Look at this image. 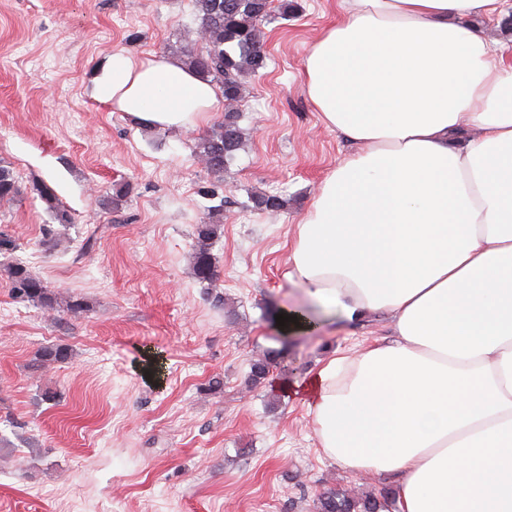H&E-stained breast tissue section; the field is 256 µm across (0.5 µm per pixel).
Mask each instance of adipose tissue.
Wrapping results in <instances>:
<instances>
[{
  "instance_id": "obj_1",
  "label": "adipose tissue",
  "mask_w": 512,
  "mask_h": 512,
  "mask_svg": "<svg viewBox=\"0 0 512 512\" xmlns=\"http://www.w3.org/2000/svg\"><path fill=\"white\" fill-rule=\"evenodd\" d=\"M303 61L353 150L319 186L289 282L393 338L328 358L302 392L327 459L396 475L389 512H512V64L478 19L512 0H338ZM95 98L148 129L221 97L162 53L113 54Z\"/></svg>"
}]
</instances>
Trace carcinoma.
Instances as JSON below:
<instances>
[{
	"instance_id": "cac0c4a2",
	"label": "carcinoma",
	"mask_w": 512,
	"mask_h": 512,
	"mask_svg": "<svg viewBox=\"0 0 512 512\" xmlns=\"http://www.w3.org/2000/svg\"><path fill=\"white\" fill-rule=\"evenodd\" d=\"M193 10L199 20V37L203 47L189 45L181 49L186 65L202 79L219 87L224 101L233 104L242 100L247 77L266 67L267 51L261 25L270 20L272 0H193ZM241 112L234 108L224 111L222 120L198 138L195 153L205 162L215 181L201 187L200 193L212 202L207 217L196 225L193 245V271L197 282L210 288L217 277L213 249L223 236V225L216 217L224 213V169L235 159L243 145L240 127ZM38 193L52 219L61 224L71 223V216L58 201L53 190L42 185ZM20 194L12 169L0 164V201H11ZM257 211H278L287 208L288 197L282 193H259L252 198ZM5 274L14 295L33 306L56 311L63 309L77 316L84 311L81 299L72 297L60 307L57 296L29 266L16 260L7 264ZM44 364L67 360L68 351L62 346H48L39 353ZM275 360L271 353L251 364L250 380L257 383L265 378ZM388 507V493H343L329 490L320 495V512H383Z\"/></svg>"
}]
</instances>
